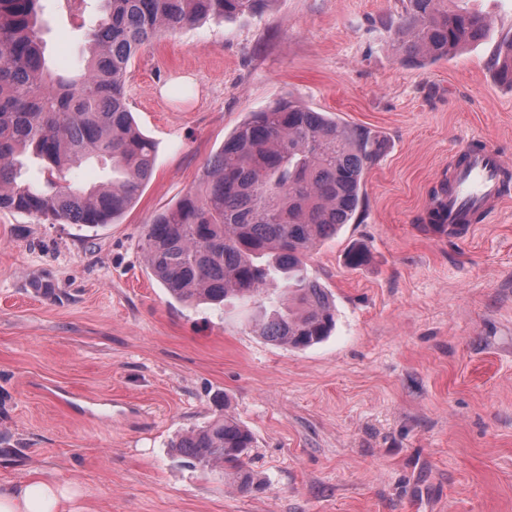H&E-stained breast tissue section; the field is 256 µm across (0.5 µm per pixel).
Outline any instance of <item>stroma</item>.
Segmentation results:
<instances>
[{"mask_svg":"<svg viewBox=\"0 0 512 512\" xmlns=\"http://www.w3.org/2000/svg\"><path fill=\"white\" fill-rule=\"evenodd\" d=\"M452 6L486 38L421 66L396 57L402 0H271L136 54L127 104L157 144L136 205L95 228L0 210V481L42 469L81 485L84 512H512V202L459 237L424 225L468 139L512 159V0ZM41 19L52 60L79 48L61 0ZM289 97L384 146L353 223L308 261L336 326L305 350L252 333L253 306L176 301L141 250L225 136ZM222 411L253 432L264 490L174 455Z\"/></svg>","mask_w":512,"mask_h":512,"instance_id":"35a3bbf8","label":"stroma"}]
</instances>
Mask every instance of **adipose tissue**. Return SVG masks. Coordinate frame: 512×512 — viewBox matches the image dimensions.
I'll list each match as a JSON object with an SVG mask.
<instances>
[{
    "label": "adipose tissue",
    "mask_w": 512,
    "mask_h": 512,
    "mask_svg": "<svg viewBox=\"0 0 512 512\" xmlns=\"http://www.w3.org/2000/svg\"><path fill=\"white\" fill-rule=\"evenodd\" d=\"M80 487L36 475L25 481H0V512H83Z\"/></svg>",
    "instance_id": "obj_1"
}]
</instances>
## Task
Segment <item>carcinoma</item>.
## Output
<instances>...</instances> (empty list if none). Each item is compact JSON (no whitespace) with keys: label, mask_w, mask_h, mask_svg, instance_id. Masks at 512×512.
Here are the masks:
<instances>
[{"label":"carcinoma","mask_w":512,"mask_h":512,"mask_svg":"<svg viewBox=\"0 0 512 512\" xmlns=\"http://www.w3.org/2000/svg\"><path fill=\"white\" fill-rule=\"evenodd\" d=\"M78 66L53 69L39 25L40 0H0V210L50 224H111L140 196L156 164L137 127L125 83L136 53L187 26L257 13L273 0H101ZM395 27L405 66L447 58L482 41L488 20L448 0H403ZM512 85V41L497 69ZM370 131L288 98L249 116L210 158L195 189L143 225L141 249L175 300L251 303L281 287L285 301L260 310L253 332L292 349L333 328L326 289L308 273L312 250L350 223L365 171L382 154ZM110 172L80 184L72 172ZM43 175L27 177L30 167ZM251 431L219 414L173 445L189 466L217 472L248 496L263 483L246 458Z\"/></svg>","instance_id":"obj_1"}]
</instances>
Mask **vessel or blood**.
Here are the masks:
<instances>
[{
    "label": "vessel or blood",
    "mask_w": 512,
    "mask_h": 512,
    "mask_svg": "<svg viewBox=\"0 0 512 512\" xmlns=\"http://www.w3.org/2000/svg\"><path fill=\"white\" fill-rule=\"evenodd\" d=\"M464 162L448 176L439 201L449 232L465 229L477 216L497 212L512 196V162L485 142L467 145Z\"/></svg>",
    "instance_id": "vessel-or-blood-1"
}]
</instances>
